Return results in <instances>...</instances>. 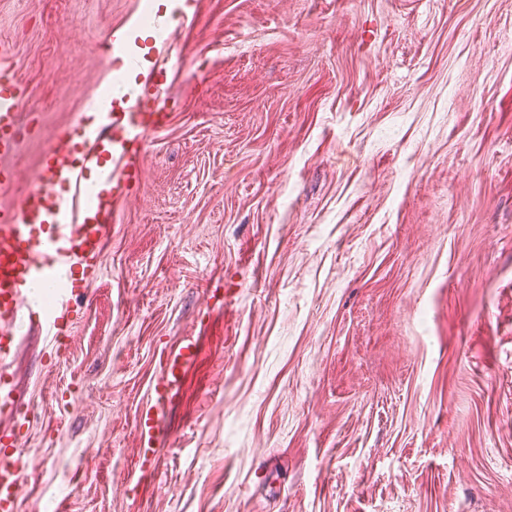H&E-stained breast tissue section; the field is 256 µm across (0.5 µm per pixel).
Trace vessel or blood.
<instances>
[{"label":"vessel or blood","mask_w":512,"mask_h":512,"mask_svg":"<svg viewBox=\"0 0 512 512\" xmlns=\"http://www.w3.org/2000/svg\"><path fill=\"white\" fill-rule=\"evenodd\" d=\"M170 24L156 16L150 53L153 71L138 86L118 94L117 107L82 116L47 143L34 184L18 204L0 208V512H18L24 462L17 441L26 422L12 396L4 368L25 320L44 328L54 342L69 338L79 302L101 272V258L112 230L113 204L139 175L148 133L161 131L169 112L152 94L157 70L171 52L160 35ZM9 44L0 41V158L17 143L25 84L10 63ZM201 356L199 339H185L163 353L153 387L155 407L145 410L138 428L140 480L153 475L155 409L172 403L188 370Z\"/></svg>","instance_id":"vessel-or-blood-1"}]
</instances>
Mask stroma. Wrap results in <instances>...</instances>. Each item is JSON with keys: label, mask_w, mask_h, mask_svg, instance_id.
Segmentation results:
<instances>
[{"label": "stroma", "mask_w": 512, "mask_h": 512, "mask_svg": "<svg viewBox=\"0 0 512 512\" xmlns=\"http://www.w3.org/2000/svg\"><path fill=\"white\" fill-rule=\"evenodd\" d=\"M169 123L65 355L20 323L19 512H512V0H186ZM160 0H0L48 140ZM204 352L137 486L160 357Z\"/></svg>", "instance_id": "obj_1"}]
</instances>
